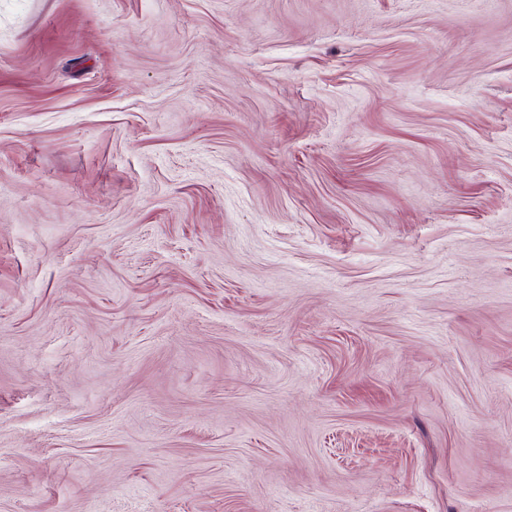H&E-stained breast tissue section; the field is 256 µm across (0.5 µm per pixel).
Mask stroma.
<instances>
[{
    "label": "stroma",
    "mask_w": 512,
    "mask_h": 512,
    "mask_svg": "<svg viewBox=\"0 0 512 512\" xmlns=\"http://www.w3.org/2000/svg\"><path fill=\"white\" fill-rule=\"evenodd\" d=\"M0 512H512V0H0Z\"/></svg>",
    "instance_id": "1"
}]
</instances>
